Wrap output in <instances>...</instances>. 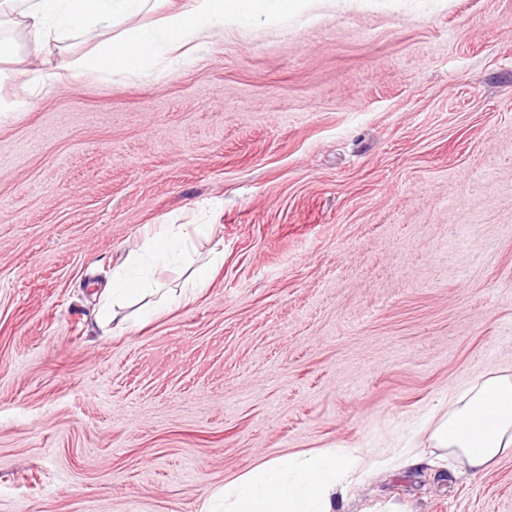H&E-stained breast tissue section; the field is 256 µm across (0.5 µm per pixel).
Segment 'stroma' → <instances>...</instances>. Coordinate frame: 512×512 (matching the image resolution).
<instances>
[{"label":"stroma","mask_w":512,"mask_h":512,"mask_svg":"<svg viewBox=\"0 0 512 512\" xmlns=\"http://www.w3.org/2000/svg\"><path fill=\"white\" fill-rule=\"evenodd\" d=\"M0 42V512H203L342 448L382 468L339 512H512V452L456 477L433 437L512 377V0H307L34 89L87 43ZM193 223L223 240L210 286L100 327L141 228Z\"/></svg>","instance_id":"obj_1"}]
</instances>
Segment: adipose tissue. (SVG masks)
<instances>
[{"label": "adipose tissue", "instance_id": "obj_1", "mask_svg": "<svg viewBox=\"0 0 512 512\" xmlns=\"http://www.w3.org/2000/svg\"><path fill=\"white\" fill-rule=\"evenodd\" d=\"M151 0H0V17L18 15L33 52L52 42L107 30L106 41L63 65L57 80L84 75L141 71L160 57H187L198 40L223 30L225 19L250 28L255 18L278 21L301 0H179L155 25L136 23ZM212 224H155L143 233L140 250L129 252L112 284L113 304L162 291L152 267L187 255L194 239L210 240ZM438 447L458 460L462 470H489L512 450V378L491 377L470 388L437 427ZM365 463L353 452L275 457L225 482L216 492L224 512H336L348 479Z\"/></svg>", "mask_w": 512, "mask_h": 512}]
</instances>
